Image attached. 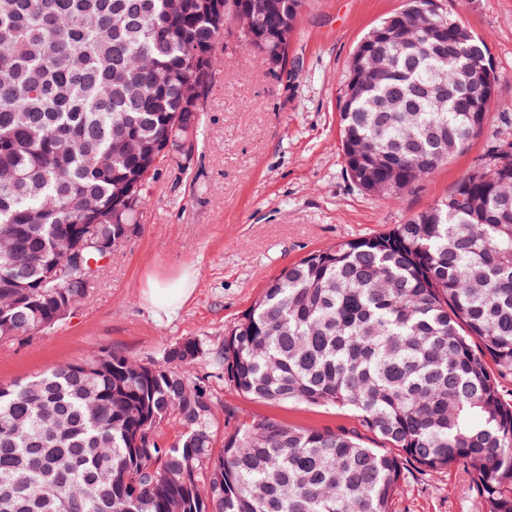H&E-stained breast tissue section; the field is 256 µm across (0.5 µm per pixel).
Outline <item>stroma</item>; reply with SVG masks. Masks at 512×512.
I'll use <instances>...</instances> for the list:
<instances>
[{
    "mask_svg": "<svg viewBox=\"0 0 512 512\" xmlns=\"http://www.w3.org/2000/svg\"><path fill=\"white\" fill-rule=\"evenodd\" d=\"M405 4L304 0L287 82L233 47L234 31L225 29L193 159L182 169L164 165L150 179L136 230L74 313L43 333L0 342V383L103 349L141 363L187 338L220 350L227 329L285 267L334 243L389 231L447 196L501 141H512V0H439L443 14L486 43L496 93L485 129L398 201L350 181L339 117L349 61L364 34ZM185 273L194 283L188 299L171 310L148 301L150 282ZM191 375L209 379L217 454L230 410L302 428L358 425L349 409L251 400L204 364ZM404 469L392 512H483L462 470L432 475L410 461Z\"/></svg>",
    "mask_w": 512,
    "mask_h": 512,
    "instance_id": "35a3bbf8",
    "label": "stroma"
}]
</instances>
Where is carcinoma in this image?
<instances>
[{"label":"carcinoma","mask_w":512,"mask_h":512,"mask_svg":"<svg viewBox=\"0 0 512 512\" xmlns=\"http://www.w3.org/2000/svg\"><path fill=\"white\" fill-rule=\"evenodd\" d=\"M265 37L239 34L275 77L302 0H234ZM212 0H0V341L44 332L89 289L40 286L65 234L116 239L137 221L149 171L120 143L198 139L214 48ZM485 42L417 0L357 46L340 103L346 173L396 200L486 124ZM134 196L116 213L117 192ZM34 283L21 290L12 281ZM207 361L258 401L353 410L400 454L343 429L235 420L213 453ZM512 142L447 197L390 231L282 270L224 335L139 364L112 351L0 384V512H390L406 458L464 471L485 512H512ZM178 420L179 439L159 440Z\"/></svg>","instance_id":"carcinoma-1"}]
</instances>
